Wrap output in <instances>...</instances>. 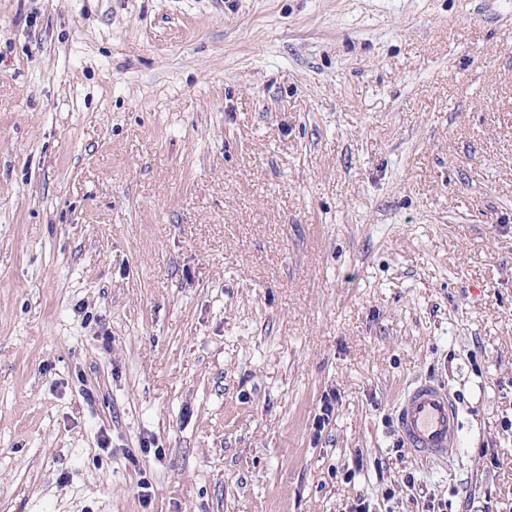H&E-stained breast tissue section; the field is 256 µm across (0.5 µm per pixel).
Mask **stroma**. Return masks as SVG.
Returning a JSON list of instances; mask_svg holds the SVG:
<instances>
[{"label":"stroma","instance_id":"stroma-1","mask_svg":"<svg viewBox=\"0 0 512 512\" xmlns=\"http://www.w3.org/2000/svg\"><path fill=\"white\" fill-rule=\"evenodd\" d=\"M361 495L512 512V0H0V512ZM405 448L431 460L447 459L459 446V421L448 388L434 380L412 383L394 414Z\"/></svg>","mask_w":512,"mask_h":512}]
</instances>
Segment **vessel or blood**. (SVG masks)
Here are the masks:
<instances>
[{
	"label": "vessel or blood",
	"mask_w": 512,
	"mask_h": 512,
	"mask_svg": "<svg viewBox=\"0 0 512 512\" xmlns=\"http://www.w3.org/2000/svg\"><path fill=\"white\" fill-rule=\"evenodd\" d=\"M398 437L404 447L420 457L440 460L459 446V421L447 387L421 379L412 383L394 414Z\"/></svg>",
	"instance_id": "obj_1"
}]
</instances>
